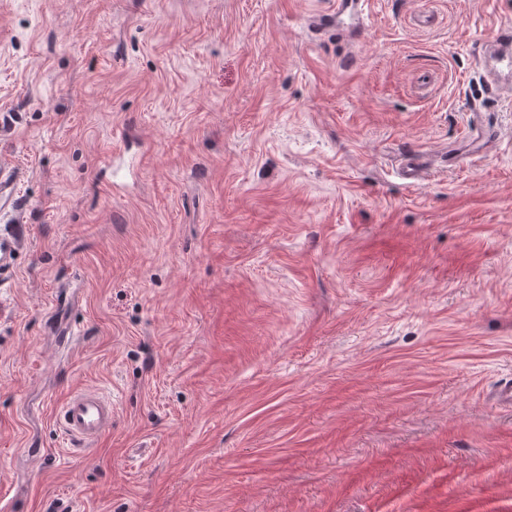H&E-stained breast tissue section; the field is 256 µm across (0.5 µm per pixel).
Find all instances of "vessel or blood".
Returning a JSON list of instances; mask_svg holds the SVG:
<instances>
[{
	"mask_svg": "<svg viewBox=\"0 0 512 512\" xmlns=\"http://www.w3.org/2000/svg\"><path fill=\"white\" fill-rule=\"evenodd\" d=\"M483 62L492 75L512 72V22L503 24L498 34L482 50ZM16 178L0 167V213H10L15 201ZM20 241L16 235L0 234V275L13 271ZM59 424L68 439L87 445L112 424V403L101 393L82 390L71 395L61 406Z\"/></svg>",
	"mask_w": 512,
	"mask_h": 512,
	"instance_id": "obj_1",
	"label": "vessel or blood"
}]
</instances>
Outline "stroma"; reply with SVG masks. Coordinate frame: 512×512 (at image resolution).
Segmentation results:
<instances>
[{
	"instance_id": "obj_1",
	"label": "stroma",
	"mask_w": 512,
	"mask_h": 512,
	"mask_svg": "<svg viewBox=\"0 0 512 512\" xmlns=\"http://www.w3.org/2000/svg\"><path fill=\"white\" fill-rule=\"evenodd\" d=\"M331 12L0 0V512H512V0ZM482 61L491 63L492 80L498 81L503 70L512 72V22L509 21L500 27V31L482 50ZM16 178L14 174L0 167V213L1 216L10 213L14 206L16 195ZM20 241L15 234H0V275L10 274L15 266ZM59 424L68 439L88 445L112 425V402L98 391H78L61 406Z\"/></svg>"
}]
</instances>
